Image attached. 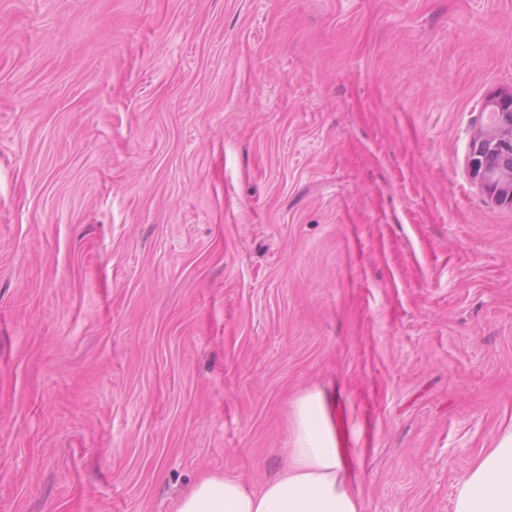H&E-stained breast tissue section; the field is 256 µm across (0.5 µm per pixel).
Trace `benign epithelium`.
I'll return each instance as SVG.
<instances>
[{"label":"benign epithelium","mask_w":512,"mask_h":512,"mask_svg":"<svg viewBox=\"0 0 512 512\" xmlns=\"http://www.w3.org/2000/svg\"><path fill=\"white\" fill-rule=\"evenodd\" d=\"M493 124L472 143L471 169L486 190L512 204V91L491 100Z\"/></svg>","instance_id":"benign-epithelium-1"}]
</instances>
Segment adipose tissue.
I'll list each match as a JSON object with an SVG mask.
<instances>
[{
	"label": "adipose tissue",
	"instance_id": "1",
	"mask_svg": "<svg viewBox=\"0 0 512 512\" xmlns=\"http://www.w3.org/2000/svg\"><path fill=\"white\" fill-rule=\"evenodd\" d=\"M345 429L336 428L321 395L294 407L287 465L253 487L233 475H208L187 490L173 512H363L349 479ZM455 512H512V427L463 476Z\"/></svg>",
	"mask_w": 512,
	"mask_h": 512
}]
</instances>
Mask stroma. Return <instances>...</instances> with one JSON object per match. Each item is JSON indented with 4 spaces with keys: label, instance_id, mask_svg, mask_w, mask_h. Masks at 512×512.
<instances>
[{
    "label": "stroma",
    "instance_id": "stroma-1",
    "mask_svg": "<svg viewBox=\"0 0 512 512\" xmlns=\"http://www.w3.org/2000/svg\"><path fill=\"white\" fill-rule=\"evenodd\" d=\"M512 0H0V512H173L343 415L364 512L512 424ZM490 105L493 124L472 143L471 169L490 194L512 205V91Z\"/></svg>",
    "mask_w": 512,
    "mask_h": 512
}]
</instances>
